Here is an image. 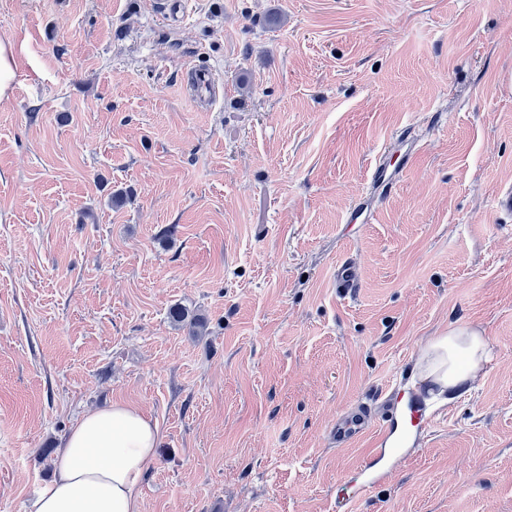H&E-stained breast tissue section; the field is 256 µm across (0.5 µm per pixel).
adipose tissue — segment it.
I'll list each match as a JSON object with an SVG mask.
<instances>
[{
	"instance_id": "ef3b65f1",
	"label": "adipose tissue",
	"mask_w": 512,
	"mask_h": 512,
	"mask_svg": "<svg viewBox=\"0 0 512 512\" xmlns=\"http://www.w3.org/2000/svg\"><path fill=\"white\" fill-rule=\"evenodd\" d=\"M487 354L477 333L456 328L429 345L427 371L436 384L453 389L466 378L458 357L474 362ZM158 436L150 418L120 403L83 414L62 439L54 476L27 512H140V485Z\"/></svg>"
}]
</instances>
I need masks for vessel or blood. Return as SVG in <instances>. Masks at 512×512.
Wrapping results in <instances>:
<instances>
[{"label":"vessel or blood","instance_id":"1","mask_svg":"<svg viewBox=\"0 0 512 512\" xmlns=\"http://www.w3.org/2000/svg\"><path fill=\"white\" fill-rule=\"evenodd\" d=\"M183 93L201 107L215 100L220 84L211 72L190 70L181 79ZM402 167L390 151L378 152L371 165L369 192L386 197L396 187ZM332 285L345 299L353 298L362 286V270L352 259L339 260ZM433 418L421 405L406 398L398 380H391L372 400H359L341 411L331 428L333 446L346 448L368 441L365 459L351 469L337 487L332 512H350L352 503L384 484L407 457L411 448L422 445Z\"/></svg>","mask_w":512,"mask_h":512}]
</instances>
